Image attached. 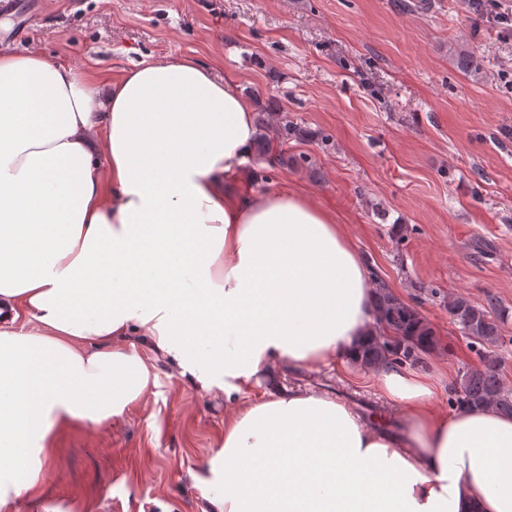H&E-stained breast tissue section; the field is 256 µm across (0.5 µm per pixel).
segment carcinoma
Listing matches in <instances>:
<instances>
[{
  "label": "carcinoma",
  "instance_id": "cac0c4a2",
  "mask_svg": "<svg viewBox=\"0 0 512 512\" xmlns=\"http://www.w3.org/2000/svg\"><path fill=\"white\" fill-rule=\"evenodd\" d=\"M290 125L279 128V137L260 135L257 144L260 154L288 165L280 146L288 139ZM375 324L360 345L357 365L378 369L387 364L419 366L425 357L436 351L440 341L435 330L418 309L398 298L386 283L375 284ZM497 300L490 296L487 305H476L462 294L448 299V313L472 343L482 347L481 366L462 370L459 386L452 388L454 404L492 406L512 414V391L507 389L496 370L497 359L492 354L502 335L501 319L492 315Z\"/></svg>",
  "mask_w": 512,
  "mask_h": 512
}]
</instances>
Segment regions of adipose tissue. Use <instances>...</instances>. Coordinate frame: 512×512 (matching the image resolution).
<instances>
[{
  "label": "adipose tissue",
  "mask_w": 512,
  "mask_h": 512,
  "mask_svg": "<svg viewBox=\"0 0 512 512\" xmlns=\"http://www.w3.org/2000/svg\"><path fill=\"white\" fill-rule=\"evenodd\" d=\"M251 102L191 57L113 80L0 45V507L37 493L64 424L122 416L153 379L138 331L203 385L272 362H355L369 269L303 193H241ZM404 439L311 392L240 402L208 462L215 512H512V415L448 413L387 365Z\"/></svg>",
  "instance_id": "adipose-tissue-1"
}]
</instances>
